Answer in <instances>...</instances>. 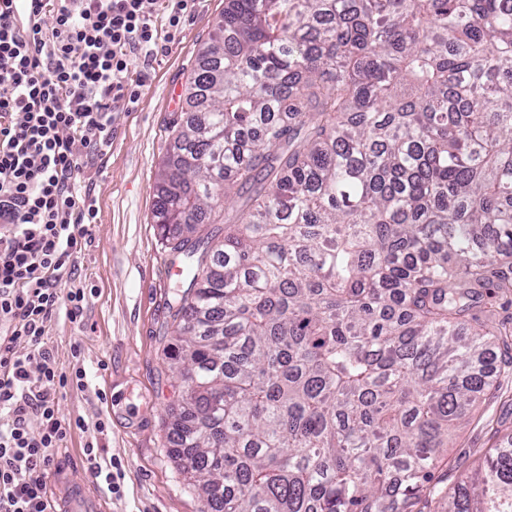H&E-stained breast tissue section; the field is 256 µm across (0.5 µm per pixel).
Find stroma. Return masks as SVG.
<instances>
[{"label":"stroma","instance_id":"1","mask_svg":"<svg viewBox=\"0 0 512 512\" xmlns=\"http://www.w3.org/2000/svg\"><path fill=\"white\" fill-rule=\"evenodd\" d=\"M224 0H189L174 42L156 61L130 55L129 79H143L136 103L113 116L112 146L81 171V186L95 202L96 216L74 258V278L93 291L79 322L58 316L45 343L63 365L81 361L84 390L60 396L61 415L83 419L59 451L61 466L93 483L108 512H199L200 499L169 454L168 425L179 383L165 352L168 301L182 268L159 240L152 222L155 186L171 143L169 125L185 109L184 91L197 51L219 16ZM501 396L479 404L480 417L462 427L448 449V477L472 472L498 436L512 435V374L499 377ZM108 424L96 434L97 420ZM97 442L101 461L117 462L121 492L96 478L84 448Z\"/></svg>","mask_w":512,"mask_h":512}]
</instances>
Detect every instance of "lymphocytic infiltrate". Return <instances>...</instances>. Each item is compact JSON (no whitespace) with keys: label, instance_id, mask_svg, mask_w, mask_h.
I'll use <instances>...</instances> for the list:
<instances>
[{"label":"lymphocytic infiltrate","instance_id":"lymphocytic-infiltrate-1","mask_svg":"<svg viewBox=\"0 0 512 512\" xmlns=\"http://www.w3.org/2000/svg\"><path fill=\"white\" fill-rule=\"evenodd\" d=\"M187 2L38 0L55 24L26 29L12 0H0V512H53L50 476L74 426L58 400L87 377L44 345L50 322L77 320L87 301L71 264L95 213L77 177L84 159L111 147L112 115L137 95L129 55L155 60Z\"/></svg>","mask_w":512,"mask_h":512}]
</instances>
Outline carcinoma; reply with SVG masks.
Wrapping results in <instances>:
<instances>
[{
	"label": "carcinoma",
	"instance_id": "cac0c4a2",
	"mask_svg": "<svg viewBox=\"0 0 512 512\" xmlns=\"http://www.w3.org/2000/svg\"><path fill=\"white\" fill-rule=\"evenodd\" d=\"M186 94L153 223L195 259L168 359L200 512H512V444L437 474L500 388L512 0H225Z\"/></svg>",
	"mask_w": 512,
	"mask_h": 512
}]
</instances>
